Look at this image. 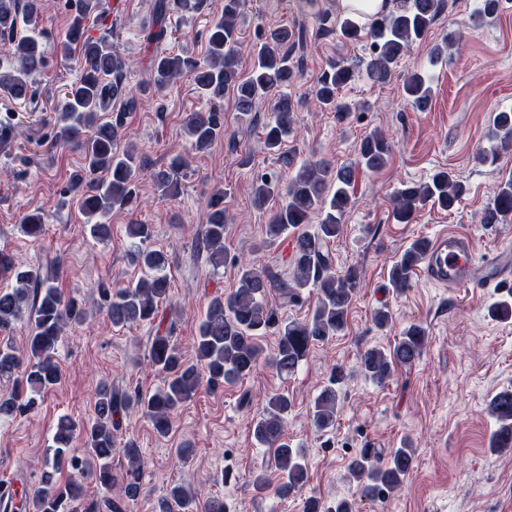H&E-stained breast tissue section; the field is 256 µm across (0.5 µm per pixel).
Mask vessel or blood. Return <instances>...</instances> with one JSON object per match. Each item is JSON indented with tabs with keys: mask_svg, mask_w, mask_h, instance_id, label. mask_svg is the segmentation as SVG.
<instances>
[{
	"mask_svg": "<svg viewBox=\"0 0 512 512\" xmlns=\"http://www.w3.org/2000/svg\"><path fill=\"white\" fill-rule=\"evenodd\" d=\"M418 270L431 283L478 290L512 279V251L480 260L468 234L443 232L430 242Z\"/></svg>",
	"mask_w": 512,
	"mask_h": 512,
	"instance_id": "obj_1",
	"label": "vessel or blood"
}]
</instances>
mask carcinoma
<instances>
[{"label": "carcinoma", "mask_w": 512, "mask_h": 512, "mask_svg": "<svg viewBox=\"0 0 512 512\" xmlns=\"http://www.w3.org/2000/svg\"><path fill=\"white\" fill-rule=\"evenodd\" d=\"M0 0V32L14 31L22 23L38 15L42 0ZM244 0H224V15L211 22L207 30L206 60L201 62L188 55L162 51L152 62L147 86L159 91L185 73L193 75L197 88L208 99L216 100L230 91L241 118L247 119L255 103L274 95L299 75V66L291 53L301 36L284 26L270 27L251 43V68L246 77L238 72V63L245 45L237 19ZM502 0H478L470 19L478 26L484 18L497 13ZM444 8V0H404L387 13L372 17L368 28L359 26L352 17L339 20V37L346 43L370 40L365 73L374 84L390 80L395 68L410 46L425 37ZM78 48L84 62V74L64 89L55 111L57 136L64 141L76 140L84 154L85 176L90 189L80 199L83 214L92 221L90 232L97 240L110 236V225L97 221L112 209L131 205L137 197L136 173L141 168L137 150L131 146L119 149L122 120H100L111 103L122 101L128 110L136 108L137 95L122 83L125 62L118 48L107 37L85 36L81 21L74 22L60 50L68 54ZM8 69L0 71V94L25 98L30 92L29 77L45 65L41 43L25 36L12 43L7 52ZM354 77L348 66L334 63L323 69L315 80L313 95L320 107L336 112L337 116L351 108L336 100L340 89ZM408 103L424 112L432 100V87L424 70L415 68L403 82ZM295 103L286 95L274 99L273 121L263 132L264 148L278 152L285 137L293 131ZM190 145L196 150L209 148L224 134L223 113L213 109L193 112L186 121ZM491 152L480 151L476 159L483 163L512 150V110L494 113ZM390 145L380 133L373 131L360 143L358 165L334 166L326 160L305 161L287 183L272 174L258 177L253 184L252 203L264 209L276 198L281 204L267 224V236L274 240L290 230L296 232L293 241V278L281 279L269 267L251 263L237 264L236 287L228 293L212 296L206 305L193 344L196 360L185 361L171 337L156 333L149 343L151 365L164 374L163 387L152 394L129 393L98 385L95 395L94 418L88 423L68 415L59 418L52 437L53 453L45 456L47 472L29 494H22L19 508L23 512H123L122 503L107 498L84 500L81 482L62 481L57 475L77 472L95 480L98 487L112 493L113 431L120 426L119 416L139 410L147 417L159 435L169 433L173 413L191 400L203 385L213 391L233 387L249 377L262 360H267L280 375L298 370L313 346L345 330L350 306L361 288L356 270L338 274L333 268L331 240L343 230V218L351 205L350 189L356 181L357 167L377 171L387 162ZM185 160L177 156L167 168L153 173V180L163 199L180 194L179 171ZM465 186L448 171L434 173L424 184L406 185L393 199V216L400 224L412 223L417 209L433 202L443 209L453 208L465 194ZM224 189H218L207 204L206 224L201 244L208 255L213 272L224 267V231L227 216L224 209ZM512 220V178L502 182L482 217L484 224H506ZM20 231L33 239L44 234V223L38 213L22 219ZM128 235L133 250L132 259L143 276L132 287L113 291L101 289L102 300L112 324L134 326L152 323L159 308L170 300V283L166 274L168 254L151 248L153 236L150 224H131ZM425 239L414 240L389 270V282L396 291H403L417 274L420 258L427 248ZM58 267L54 262L44 266H21L12 255L0 251V332L28 316L31 332L24 352L8 342L0 343V377L12 382L10 391L0 394V415H22L33 410L37 398L56 387L61 372L55 361L56 350L67 329L86 322L91 310L75 297H69L56 285ZM316 295L311 316L304 321H289L279 308L269 304L267 296L278 292L281 305L295 303L303 289ZM277 336L270 354L260 343L267 334ZM426 332L422 325L411 323L389 348L370 347L359 356L360 370L369 380L384 385L394 375L396 367H409L420 360L426 348ZM345 372L336 370L315 398L311 422L318 430L336 424L338 394L336 383ZM292 401L286 393L269 396L262 414L253 421L255 441L274 450L273 464L283 475L276 494L286 499L298 493L308 481V468L303 456L288 442L286 424ZM489 411L496 421L490 448L496 451L512 449V390L496 394ZM81 435L83 448H71L75 435ZM128 467L122 476V492L129 499L141 492V451L136 442L123 445ZM415 448L409 443L384 456L377 450H361L347 466V480L360 496L372 500L399 489L413 469ZM193 495L180 484L170 486L157 499L154 512H186ZM305 512H354L353 502L338 498L327 503L317 498L306 501Z\"/></svg>", "instance_id": "cac0c4a2"}]
</instances>
